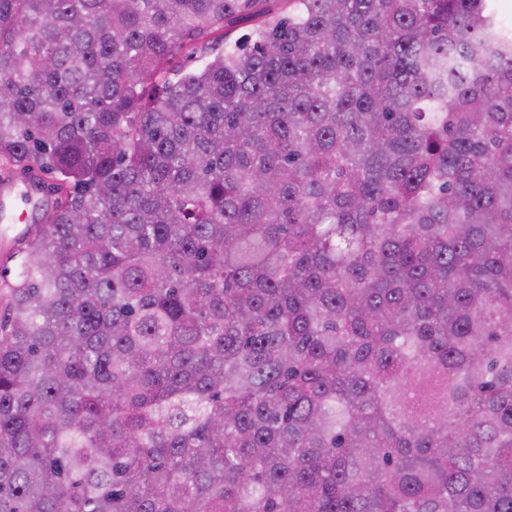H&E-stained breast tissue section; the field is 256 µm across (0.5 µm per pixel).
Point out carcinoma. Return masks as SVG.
<instances>
[{
	"instance_id": "1",
	"label": "carcinoma",
	"mask_w": 512,
	"mask_h": 512,
	"mask_svg": "<svg viewBox=\"0 0 512 512\" xmlns=\"http://www.w3.org/2000/svg\"><path fill=\"white\" fill-rule=\"evenodd\" d=\"M269 2L0 0V512H512V29Z\"/></svg>"
}]
</instances>
